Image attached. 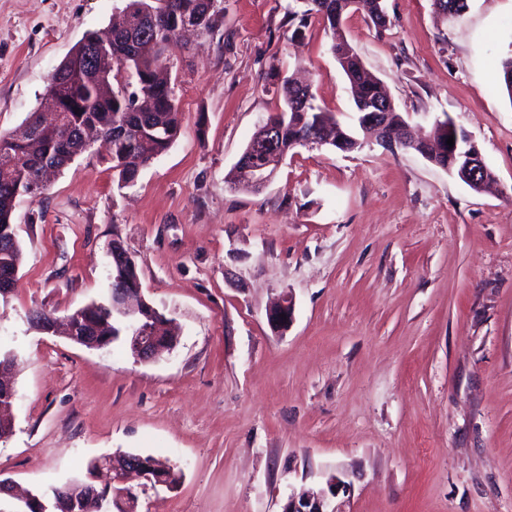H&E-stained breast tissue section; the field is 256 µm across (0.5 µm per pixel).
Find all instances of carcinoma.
Here are the masks:
<instances>
[{"label":"carcinoma","mask_w":512,"mask_h":512,"mask_svg":"<svg viewBox=\"0 0 512 512\" xmlns=\"http://www.w3.org/2000/svg\"><path fill=\"white\" fill-rule=\"evenodd\" d=\"M217 0H129L127 26L112 30V47L106 49L98 67L89 65L84 44H78L50 75L46 91L70 103L61 120H48L34 112L25 129L0 134L5 153H0V273L12 274L21 265L22 248L14 229L19 201L29 196L31 184L42 179L48 168L61 170L86 151L84 138L95 135L110 144L112 170L121 183L134 182L139 170L152 156L165 152L178 138L180 123L173 102V90L164 74L170 61L169 45L179 44L187 25L201 31L211 28V12ZM304 15L314 17L329 34L330 51L350 84L354 105L383 100L387 91L373 76H362L364 64L357 52H348L350 43L343 30L344 16L358 12L373 25L383 27L379 0H353V5L336 9V0H303ZM294 82L282 84V115L269 116L280 130L275 150L287 154L310 140L336 146V137L348 139V149L362 146L354 133L336 127V116L314 104L309 95L310 117L294 113ZM252 159L245 147L231 184L236 189L257 190L242 178L241 170ZM88 321L100 335L120 339L123 325L112 319L110 304H91ZM155 471L172 486L182 478L181 471L167 459L150 457ZM76 493L73 512H92V499L81 493L90 485L87 478L67 481Z\"/></svg>","instance_id":"1"}]
</instances>
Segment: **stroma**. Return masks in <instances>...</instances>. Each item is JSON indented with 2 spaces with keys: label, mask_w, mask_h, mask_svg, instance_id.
Returning a JSON list of instances; mask_svg holds the SVG:
<instances>
[{
  "label": "stroma",
  "mask_w": 512,
  "mask_h": 512,
  "mask_svg": "<svg viewBox=\"0 0 512 512\" xmlns=\"http://www.w3.org/2000/svg\"><path fill=\"white\" fill-rule=\"evenodd\" d=\"M128 0H0V133L42 111L50 74ZM389 22L345 34L397 112L430 132L452 120L494 171L473 192L420 154L367 141L289 152L256 192L227 181L282 79H306L350 121L348 81L296 0H218L210 32L170 58L180 134L119 182L102 144L25 198L17 284L0 298L15 351L12 433L0 478L29 490L116 452L168 459L172 490L137 512H282L329 475L345 512H512V0H385ZM119 241L142 293L172 319L174 348L135 360L34 329L112 292ZM294 301L288 330L267 309Z\"/></svg>",
  "instance_id": "1"
}]
</instances>
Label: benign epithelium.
Segmentation results:
<instances>
[{
    "label": "benign epithelium",
    "mask_w": 512,
    "mask_h": 512,
    "mask_svg": "<svg viewBox=\"0 0 512 512\" xmlns=\"http://www.w3.org/2000/svg\"><path fill=\"white\" fill-rule=\"evenodd\" d=\"M112 42V36L105 38L94 37L87 43V55L91 63H97L100 54L106 46ZM364 131L371 132L377 137V141L393 149L401 146L404 137L398 136L395 129L405 131L408 126L402 125V118L390 111L376 112L368 107L356 113ZM438 138L434 145L428 146L423 151V156L429 158L443 152L447 145V139L454 138L452 151L458 154L459 164L457 171L459 176L467 183L478 182L479 167L483 166V157L476 142L468 133L460 132L459 128L451 123V120L437 121L434 124ZM278 128L272 124L263 129L261 138L262 146L257 148L254 159L249 168L245 169L247 178L251 183L263 188L272 179L282 158L271 159L268 149L272 147L276 139ZM132 290L118 288L112 293V316L120 319L126 326L127 336L125 340L133 357L139 361H150L160 353L174 347L175 341L170 336H159L155 319H164V316L142 295L139 276H128ZM294 302L292 296H283L267 312L269 325L278 332L287 330L292 322ZM85 309L79 308L65 318V333L74 343L88 349L101 350L111 343L109 336H89L84 331L77 330V323L83 317ZM17 361V355L9 352L0 358V406L5 408L7 403L14 401L15 391L12 384L3 376L4 369ZM106 465L103 470L107 474H116L115 481L125 483L126 479L135 475L152 483L150 469L139 454L117 453L104 459ZM346 489L344 482L337 476L331 475L326 480V487L317 493L294 491L288 496V500L282 512H341L336 505V497ZM17 497L14 484L8 479H0V497ZM19 498V497H17ZM36 497L28 494L19 498V504L15 505L14 512H30L35 504Z\"/></svg>",
    "instance_id": "benign-epithelium-1"
}]
</instances>
